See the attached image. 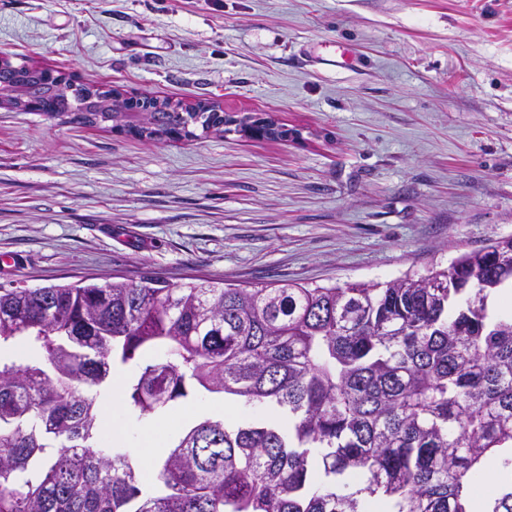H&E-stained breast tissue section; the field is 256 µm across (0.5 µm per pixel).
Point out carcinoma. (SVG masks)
Returning <instances> with one entry per match:
<instances>
[{
	"label": "carcinoma",
	"instance_id": "carcinoma-1",
	"mask_svg": "<svg viewBox=\"0 0 512 512\" xmlns=\"http://www.w3.org/2000/svg\"><path fill=\"white\" fill-rule=\"evenodd\" d=\"M44 103L95 126L94 112L26 63L0 69V97ZM164 134L199 116L144 101ZM512 237L448 266L385 283L0 287V512H472L484 461L498 491L481 512H512ZM129 374L140 422L197 391L279 410L187 428L143 485L103 435L99 396Z\"/></svg>",
	"mask_w": 512,
	"mask_h": 512
}]
</instances>
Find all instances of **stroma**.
Returning <instances> with one entry per match:
<instances>
[{
    "instance_id": "stroma-1",
    "label": "stroma",
    "mask_w": 512,
    "mask_h": 512,
    "mask_svg": "<svg viewBox=\"0 0 512 512\" xmlns=\"http://www.w3.org/2000/svg\"><path fill=\"white\" fill-rule=\"evenodd\" d=\"M0 52L295 132L0 109L2 287L382 283L512 235V0H0ZM202 105H205L206 108L210 112H217L218 115L224 117V124H221L218 128L220 130L224 129L225 121L232 122L231 125H237L239 130L242 129L241 134L251 137V138H269L265 135L266 130L275 129L279 126L275 121L269 118L266 115L256 114V113H246L242 116L237 115H224V107L223 105L214 102V101H206L202 100ZM274 124V125H271Z\"/></svg>"
}]
</instances>
